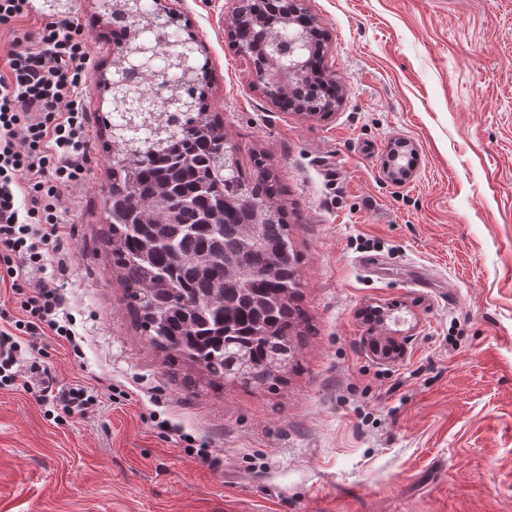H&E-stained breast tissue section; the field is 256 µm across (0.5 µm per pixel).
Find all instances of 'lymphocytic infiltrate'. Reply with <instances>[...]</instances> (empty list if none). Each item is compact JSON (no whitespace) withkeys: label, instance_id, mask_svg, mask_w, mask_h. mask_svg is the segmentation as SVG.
Instances as JSON below:
<instances>
[{"label":"lymphocytic infiltrate","instance_id":"lymphocytic-infiltrate-1","mask_svg":"<svg viewBox=\"0 0 512 512\" xmlns=\"http://www.w3.org/2000/svg\"><path fill=\"white\" fill-rule=\"evenodd\" d=\"M27 14V0H0V27L14 35L9 73L0 75V273L39 286L20 298L25 319L0 331V386L17 378L22 335L47 329L75 340L65 298L41 276L62 195L86 171L90 48L74 20L31 33L17 26Z\"/></svg>","mask_w":512,"mask_h":512}]
</instances>
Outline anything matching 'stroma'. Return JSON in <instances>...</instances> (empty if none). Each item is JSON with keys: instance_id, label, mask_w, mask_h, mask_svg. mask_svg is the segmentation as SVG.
<instances>
[{"instance_id": "1", "label": "stroma", "mask_w": 512, "mask_h": 512, "mask_svg": "<svg viewBox=\"0 0 512 512\" xmlns=\"http://www.w3.org/2000/svg\"><path fill=\"white\" fill-rule=\"evenodd\" d=\"M160 3L202 44L243 172L264 157L280 187L309 318L298 368L273 390L218 386L145 340L104 242L112 103L92 91L91 162L44 274L80 349L47 332L29 350L42 382L97 404L59 417L20 364L0 387V512H512V0H305L344 93L323 116L251 86L231 0ZM70 16L97 75L96 0ZM396 139L414 152L401 185L383 174ZM389 338L401 352L380 359Z\"/></svg>"}]
</instances>
